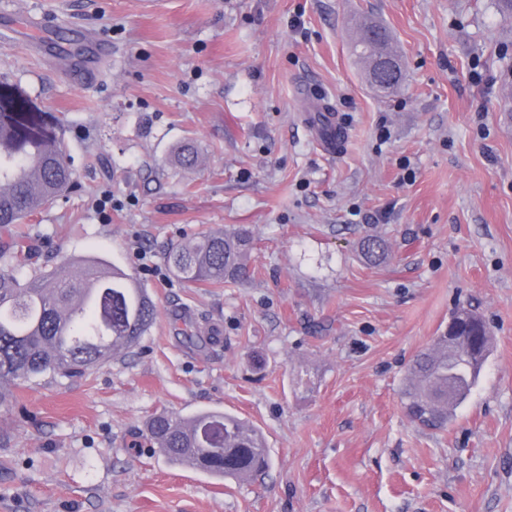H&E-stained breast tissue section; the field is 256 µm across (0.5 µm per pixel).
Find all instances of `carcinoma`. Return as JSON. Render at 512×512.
<instances>
[{"label":"carcinoma","instance_id":"1","mask_svg":"<svg viewBox=\"0 0 512 512\" xmlns=\"http://www.w3.org/2000/svg\"><path fill=\"white\" fill-rule=\"evenodd\" d=\"M353 47L374 77L375 57H402L388 30L368 44L381 25L358 19ZM192 143L181 145L171 164L180 169L199 165ZM76 178L65 126L39 106L17 83L0 76V382L30 379L47 371L65 378L84 376L123 351L136 347L150 330L156 306L141 288L130 287L129 274L98 258L79 268L63 263L22 283L15 269L27 265L28 235L16 225L57 202ZM253 237L244 230L209 231L177 246L167 256L174 276L194 284L220 287L251 277ZM369 261L386 258V242L367 236L360 243ZM455 368L448 367V332L434 338L413 360L403 391L410 419L442 430L470 395L489 349L491 337L479 336L468 323L454 333ZM151 442L173 464L182 463L186 448L197 450L199 470L214 478H253L268 465L266 442L245 421L219 411L189 417L160 412L147 426Z\"/></svg>","mask_w":512,"mask_h":512}]
</instances>
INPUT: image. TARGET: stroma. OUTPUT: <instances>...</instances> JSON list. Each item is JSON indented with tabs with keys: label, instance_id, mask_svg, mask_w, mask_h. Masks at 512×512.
Returning a JSON list of instances; mask_svg holds the SVG:
<instances>
[{
	"label": "stroma",
	"instance_id": "1",
	"mask_svg": "<svg viewBox=\"0 0 512 512\" xmlns=\"http://www.w3.org/2000/svg\"><path fill=\"white\" fill-rule=\"evenodd\" d=\"M12 7L0 74L66 121L77 170L30 241L50 268L95 256L132 273L157 316L84 377L0 385V512H512V17L498 0ZM362 17L406 63L387 99L352 54ZM317 97L347 122L333 157L302 118ZM185 141L201 166L170 164ZM225 228L254 237L251 280L171 273V249ZM366 236L384 262L361 257ZM461 306L492 350L432 430L402 391ZM203 409L263 432L264 475L215 480L147 440L154 413Z\"/></svg>",
	"mask_w": 512,
	"mask_h": 512
}]
</instances>
